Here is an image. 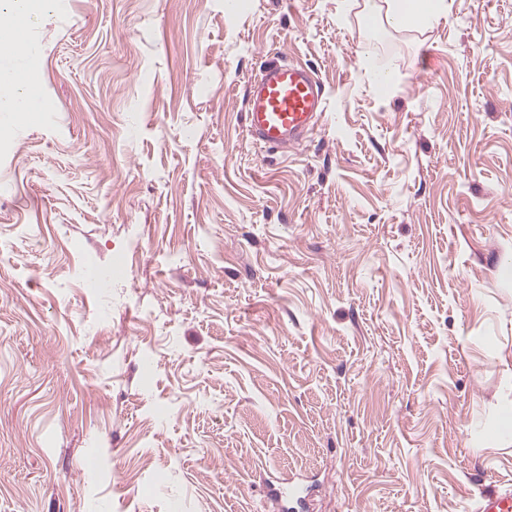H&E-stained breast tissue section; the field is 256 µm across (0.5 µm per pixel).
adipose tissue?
<instances>
[{"label":"adipose tissue","mask_w":512,"mask_h":512,"mask_svg":"<svg viewBox=\"0 0 512 512\" xmlns=\"http://www.w3.org/2000/svg\"><path fill=\"white\" fill-rule=\"evenodd\" d=\"M447 13L446 0H363L362 3L364 17L395 30L425 29Z\"/></svg>","instance_id":"obj_1"}]
</instances>
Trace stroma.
Masks as SVG:
<instances>
[{
    "label": "stroma",
    "instance_id": "1",
    "mask_svg": "<svg viewBox=\"0 0 512 512\" xmlns=\"http://www.w3.org/2000/svg\"><path fill=\"white\" fill-rule=\"evenodd\" d=\"M451 2L381 33L358 0H44L10 60L44 115L0 122V512L512 490V0ZM278 54L325 110L268 151ZM323 111L321 86L311 71L290 63L266 65L248 89L246 129L263 147L283 148L311 133Z\"/></svg>",
    "mask_w": 512,
    "mask_h": 512
}]
</instances>
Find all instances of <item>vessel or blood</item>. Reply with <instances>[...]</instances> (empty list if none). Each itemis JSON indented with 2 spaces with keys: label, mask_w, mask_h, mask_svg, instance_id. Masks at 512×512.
<instances>
[{
  "label": "vessel or blood",
  "mask_w": 512,
  "mask_h": 512,
  "mask_svg": "<svg viewBox=\"0 0 512 512\" xmlns=\"http://www.w3.org/2000/svg\"><path fill=\"white\" fill-rule=\"evenodd\" d=\"M0 44L10 48L28 46L24 27L0 22ZM324 110L322 90L311 71L290 63L263 66L253 78L246 104V129L260 145L282 148L311 133ZM475 512H512V493L481 492Z\"/></svg>",
  "instance_id": "obj_1"
}]
</instances>
